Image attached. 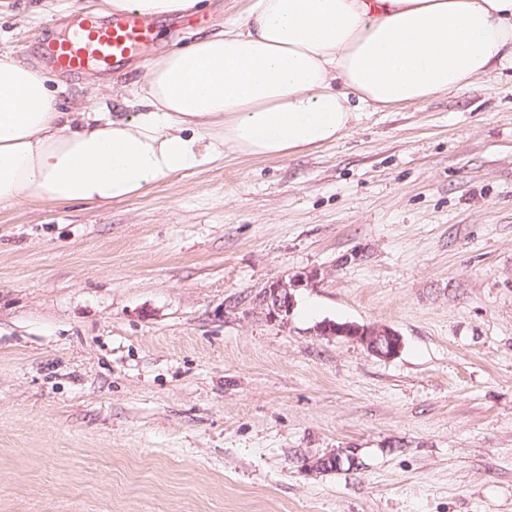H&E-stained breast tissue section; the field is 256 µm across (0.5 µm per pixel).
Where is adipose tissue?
Returning <instances> with one entry per match:
<instances>
[{
  "label": "adipose tissue",
  "mask_w": 512,
  "mask_h": 512,
  "mask_svg": "<svg viewBox=\"0 0 512 512\" xmlns=\"http://www.w3.org/2000/svg\"><path fill=\"white\" fill-rule=\"evenodd\" d=\"M199 0H102L166 19ZM512 62V0H247L154 58L133 112H64L35 70L0 62V206L121 202L226 153L286 158L365 109L458 91Z\"/></svg>",
  "instance_id": "1"
}]
</instances>
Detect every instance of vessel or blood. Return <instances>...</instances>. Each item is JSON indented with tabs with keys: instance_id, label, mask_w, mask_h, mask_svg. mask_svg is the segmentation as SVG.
I'll return each mask as SVG.
<instances>
[{
	"instance_id": "1",
	"label": "vessel or blood",
	"mask_w": 512,
	"mask_h": 512,
	"mask_svg": "<svg viewBox=\"0 0 512 512\" xmlns=\"http://www.w3.org/2000/svg\"><path fill=\"white\" fill-rule=\"evenodd\" d=\"M154 40L151 23L133 12L102 18L88 15L70 33L48 42L42 54L50 69L59 75H80L97 66L116 70L141 57Z\"/></svg>"
}]
</instances>
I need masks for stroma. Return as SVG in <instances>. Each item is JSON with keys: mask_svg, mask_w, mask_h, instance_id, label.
Listing matches in <instances>:
<instances>
[{"mask_svg": "<svg viewBox=\"0 0 512 512\" xmlns=\"http://www.w3.org/2000/svg\"><path fill=\"white\" fill-rule=\"evenodd\" d=\"M95 7L0 0V61L99 111L147 60L72 80L31 50ZM0 512H512V69L297 157L0 206ZM315 274L295 275L291 278H280L272 281L260 294V303L267 311L271 321L284 320L294 306L295 299L291 289L308 286ZM323 336H345L360 341L375 356L385 359L396 357L403 346L400 334L389 326L357 324L336 325L324 321L317 327Z\"/></svg>", "mask_w": 512, "mask_h": 512, "instance_id": "obj_1", "label": "stroma"}]
</instances>
